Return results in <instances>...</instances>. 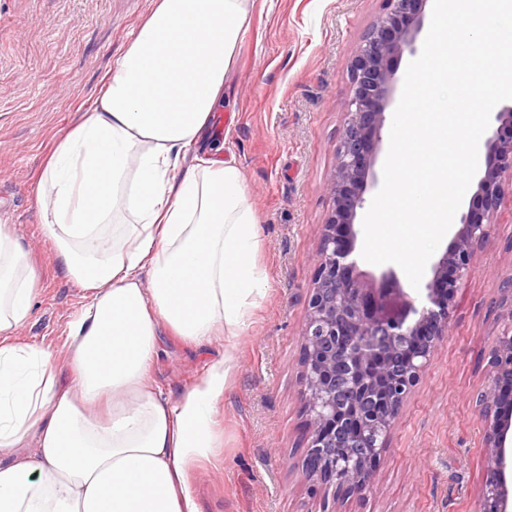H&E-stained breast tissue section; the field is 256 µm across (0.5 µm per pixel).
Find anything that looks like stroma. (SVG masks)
Instances as JSON below:
<instances>
[{
	"instance_id": "stroma-1",
	"label": "stroma",
	"mask_w": 512,
	"mask_h": 512,
	"mask_svg": "<svg viewBox=\"0 0 512 512\" xmlns=\"http://www.w3.org/2000/svg\"><path fill=\"white\" fill-rule=\"evenodd\" d=\"M152 0H0V226L22 243L41 290L24 336L57 348L82 292L59 270L36 202V176L56 140L99 95ZM385 0H254L224 86L223 133L198 154L242 171L260 224L256 261L267 290L231 341L174 334L150 377L178 400L216 360L231 366L215 429L220 446L196 463L200 512H472L484 475L473 404L507 324L501 281L512 275V173L488 242L453 290V316L392 429L363 495L337 497L302 468L308 446L301 332L316 273L318 229L349 98L348 63Z\"/></svg>"
}]
</instances>
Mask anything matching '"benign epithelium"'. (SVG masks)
<instances>
[{"instance_id":"benign-epithelium-1","label":"benign epithelium","mask_w":512,"mask_h":512,"mask_svg":"<svg viewBox=\"0 0 512 512\" xmlns=\"http://www.w3.org/2000/svg\"><path fill=\"white\" fill-rule=\"evenodd\" d=\"M428 0H387L349 62L350 94L327 183L331 211L319 229L316 274L302 330L301 379L309 438L306 476L362 495L374 487L375 465L409 394L427 370L452 317L449 281L468 275L476 250L488 241L491 218L512 172V105L494 115L485 140V168L468 209L451 226L443 253L430 264L425 303L406 291L397 270L358 266L357 244L366 194L377 188L386 110L400 84L404 53L417 40ZM508 327L497 338L489 380L476 394L482 421L484 478L474 512H512V275L501 283Z\"/></svg>"}]
</instances>
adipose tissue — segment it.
Here are the masks:
<instances>
[{
	"label": "adipose tissue",
	"mask_w": 512,
	"mask_h": 512,
	"mask_svg": "<svg viewBox=\"0 0 512 512\" xmlns=\"http://www.w3.org/2000/svg\"><path fill=\"white\" fill-rule=\"evenodd\" d=\"M249 0H154L37 197L84 303L62 350L31 342L38 277L0 231V512H199L189 470L216 446L229 368L178 401L149 369L169 331L231 340L267 288L241 169L195 155L248 26Z\"/></svg>",
	"instance_id": "ef3b65f1"
}]
</instances>
